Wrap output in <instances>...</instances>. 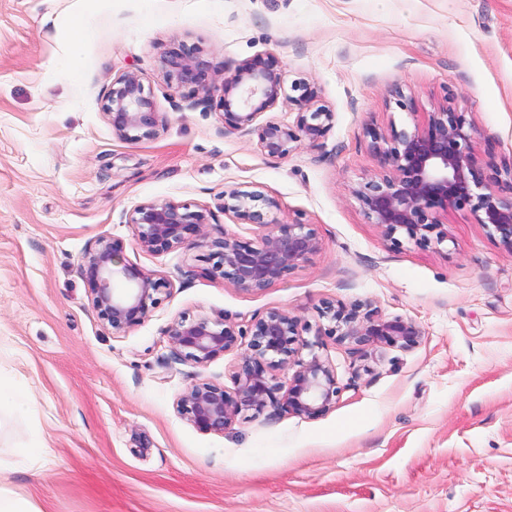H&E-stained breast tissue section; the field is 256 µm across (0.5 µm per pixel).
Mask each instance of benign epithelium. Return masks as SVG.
I'll list each match as a JSON object with an SVG mask.
<instances>
[{
  "label": "benign epithelium",
  "mask_w": 512,
  "mask_h": 512,
  "mask_svg": "<svg viewBox=\"0 0 512 512\" xmlns=\"http://www.w3.org/2000/svg\"><path fill=\"white\" fill-rule=\"evenodd\" d=\"M165 77L179 87L190 86L209 95L219 94L224 130L257 138L260 152L284 159L301 145L318 148L335 124V112L322 103L318 87L296 80L285 92L283 66L274 56H256L231 72H220L198 47L181 46L163 57ZM288 100L297 116L293 124L262 119L280 100ZM112 131L127 141L157 134L166 117L154 109L140 76L128 71L112 82L103 103ZM380 156L382 171L353 189V196L368 223L377 225L385 239L399 243L404 235L421 246L443 242L441 230L448 212H462L484 225L490 236L512 252V164L499 166L481 158L474 146V126L465 113L441 106L427 113L410 131L366 128ZM222 209L238 224L257 226L253 240L226 233L210 239L205 226L211 212L191 209L187 203L153 199L134 207L127 223L137 246L152 254L177 249L205 248L212 261L210 276L220 275L238 291L257 294L285 279L325 243L314 225L293 220H264L254 202L272 210L279 202L237 187L224 190ZM121 242L97 239L83 253L80 274L88 285L92 308L103 327L125 333L157 308L172 281L120 258ZM121 279L126 287L114 288ZM318 316L327 319L328 333L357 346L384 342L410 348L423 332L413 320L385 318L367 304L346 305L326 301ZM299 319L272 308L241 325L221 315H182L166 334L179 360L205 368L246 338L247 352L233 373L235 389L202 379L180 394L177 415L204 433L222 434L235 419L249 411L257 414L280 405L313 419L335 407L341 388L332 366L314 355L300 358ZM296 370L288 385L279 371Z\"/></svg>",
  "instance_id": "1"
}]
</instances>
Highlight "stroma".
<instances>
[{
    "mask_svg": "<svg viewBox=\"0 0 512 512\" xmlns=\"http://www.w3.org/2000/svg\"><path fill=\"white\" fill-rule=\"evenodd\" d=\"M178 44L229 71L271 54L286 82H315L336 114L322 147L270 159L225 131L215 102L167 82ZM128 71L167 118L136 142L103 114ZM444 104L480 156L512 161V0H0V380L27 401L0 416V488L41 512H512V252L456 212L443 242L391 245L352 196L381 171L366 127L410 130ZM232 186L316 225L324 249L248 295L201 275L203 249L138 248L127 215L153 199L210 209L209 237L252 238L222 209ZM101 237L173 283L124 333L98 321L79 270ZM327 301L423 336L356 350L319 319ZM272 308L300 317L303 359L332 365L335 408H270L221 434L182 420L176 398L202 379L233 389L243 351L193 367L170 323Z\"/></svg>",
    "mask_w": 512,
    "mask_h": 512,
    "instance_id": "obj_1",
    "label": "stroma"
}]
</instances>
